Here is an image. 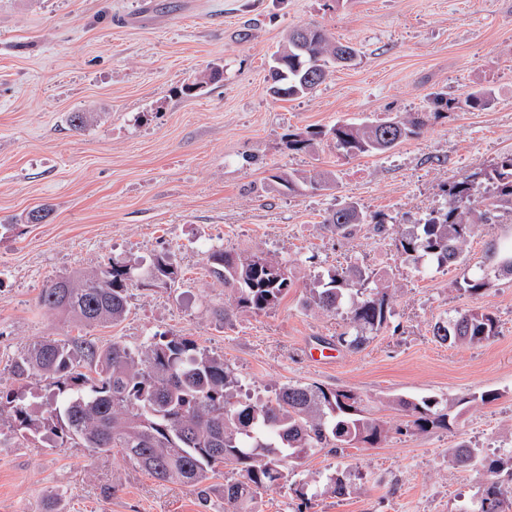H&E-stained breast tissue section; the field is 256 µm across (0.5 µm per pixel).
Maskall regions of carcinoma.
Instances as JSON below:
<instances>
[{"label": "carcinoma", "mask_w": 512, "mask_h": 512, "mask_svg": "<svg viewBox=\"0 0 512 512\" xmlns=\"http://www.w3.org/2000/svg\"><path fill=\"white\" fill-rule=\"evenodd\" d=\"M357 56L354 46L323 28L291 30L270 58L272 91L284 98L307 96ZM492 100L491 90L479 88L469 93L465 106L484 109ZM430 118L429 112H417L384 121H339L291 144L311 147L323 135L346 156L382 154L418 136ZM274 179L290 191L300 182L315 190L331 184L318 175L290 173ZM483 179L493 188L485 209L478 205L480 184H454L443 210L401 234V255L415 264L425 259L446 266L465 264V247L475 226L492 223L501 210L512 215V153L484 172ZM366 225L378 236L386 234L384 216H368L354 202L324 219L328 232L344 238ZM488 253L498 259L496 266L467 279L476 294L490 288L494 278L512 277V247L492 243ZM207 264L235 308L243 311H267L293 287L273 258L212 248ZM175 279L173 266L158 257L153 281L166 285ZM133 281L134 266L128 262L89 274L58 275L42 288L39 303L87 327L114 325L128 313ZM308 304L327 313H346L347 326L336 342L349 350L365 345L368 333L381 329L391 314L386 291L359 267L329 275L311 290ZM496 331V318L476 308L436 323L433 336L443 343H480ZM11 372L18 381L33 376L51 381L53 400L43 414L14 403L16 425L7 434L0 431V443L44 434L57 448L75 443L96 454L116 448L157 481L192 487L231 464L237 472L224 483L222 512H253L252 502L261 494L296 484L288 463L302 453L374 448L385 439L380 420L364 414L360 397L350 390L296 382L266 401H232L233 390L241 387L233 370L224 359L180 336L162 335L137 349L121 340L103 347L76 338L41 341L12 362ZM400 404L408 412V431L448 426L447 406L435 397ZM475 459V450L466 444L453 451L459 466L470 467ZM506 505H512V484L495 479L477 512H505Z\"/></svg>", "instance_id": "1"}]
</instances>
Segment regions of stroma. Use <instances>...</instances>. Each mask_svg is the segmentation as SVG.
Returning a JSON list of instances; mask_svg holds the SVG:
<instances>
[{"label":"stroma","mask_w":512,"mask_h":512,"mask_svg":"<svg viewBox=\"0 0 512 512\" xmlns=\"http://www.w3.org/2000/svg\"><path fill=\"white\" fill-rule=\"evenodd\" d=\"M314 25L353 44L357 60L308 96L273 97L269 55L289 29ZM216 65L219 80L183 93ZM480 87L492 103L463 110ZM440 92L441 116L390 152L288 144L340 120L434 111ZM88 110L97 120L73 131L70 114ZM510 151L512 0H0V390L44 410L51 386H21L11 373L39 340L140 347L183 336L222 357L251 394L290 382L347 389L388 429L377 448L291 460L318 496L270 491L256 512H470L489 475L449 453L463 443L489 459L512 453V278L474 294L463 272L487 266L491 241L512 238V217L475 229L463 268L409 264L396 243L445 207L450 185ZM317 172L334 187L275 181ZM349 200L385 215L386 236L327 232L324 217ZM45 206L42 223H27ZM213 247L275 257L293 281L288 296L266 312L236 309L208 271ZM163 254L179 281L132 284L118 324L83 327L38 303L54 276L121 261L143 277ZM350 266L383 275L392 310L357 352L336 344L341 316L306 304L318 280ZM477 307L496 317V336L434 338L436 322ZM325 347L335 359L312 362ZM486 391L496 400L482 402ZM429 395L447 401L449 427L406 432L403 401ZM232 472L221 467L199 489L163 485L120 451L32 437L0 445V512H217ZM336 473L348 486L339 498L324 491Z\"/></svg>","instance_id":"1"}]
</instances>
